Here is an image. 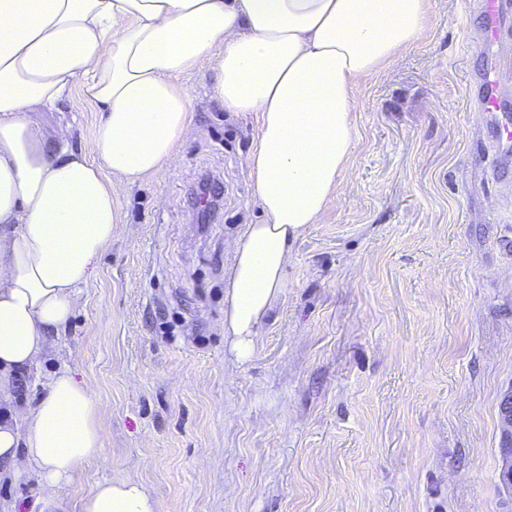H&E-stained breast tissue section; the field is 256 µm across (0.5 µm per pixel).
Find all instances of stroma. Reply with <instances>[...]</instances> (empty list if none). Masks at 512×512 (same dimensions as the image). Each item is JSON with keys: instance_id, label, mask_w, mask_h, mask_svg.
I'll return each instance as SVG.
<instances>
[{"instance_id": "stroma-1", "label": "stroma", "mask_w": 512, "mask_h": 512, "mask_svg": "<svg viewBox=\"0 0 512 512\" xmlns=\"http://www.w3.org/2000/svg\"><path fill=\"white\" fill-rule=\"evenodd\" d=\"M459 0H430L425 38L356 93L359 149L252 357L224 336L228 265L260 213L246 167L255 115L181 77L195 135L171 169L117 189L124 223L82 302L13 402L60 370L95 391L100 455L57 494L138 478L158 512H512L497 403L512 388V196H500L468 75ZM80 91L45 124L92 147ZM220 178L200 207L202 176ZM36 474L0 466V512H33Z\"/></svg>"}]
</instances>
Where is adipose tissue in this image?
Here are the masks:
<instances>
[{
	"label": "adipose tissue",
	"instance_id": "adipose-tissue-1",
	"mask_svg": "<svg viewBox=\"0 0 512 512\" xmlns=\"http://www.w3.org/2000/svg\"><path fill=\"white\" fill-rule=\"evenodd\" d=\"M429 0H0V464L37 474L39 512L97 458L99 405L57 373L23 419L18 377L46 353L123 219L114 182L161 171L192 138L179 79L214 64L211 93L254 113L246 158L262 223L234 248L224 334L239 361L285 286L289 245L337 194L359 136L355 91L428 30ZM101 112L91 153L43 127L73 88ZM81 512H157L139 481L97 485Z\"/></svg>",
	"mask_w": 512,
	"mask_h": 512
}]
</instances>
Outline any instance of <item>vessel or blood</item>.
<instances>
[{"mask_svg":"<svg viewBox=\"0 0 512 512\" xmlns=\"http://www.w3.org/2000/svg\"><path fill=\"white\" fill-rule=\"evenodd\" d=\"M466 13H477L481 26L477 39L486 48L484 63L469 78L468 99L482 117V132L492 155V172L500 182L512 179V96L504 89L505 72L512 60L498 54V46L512 33L507 17L512 0H462Z\"/></svg>","mask_w":512,"mask_h":512,"instance_id":"1","label":"vessel or blood"}]
</instances>
